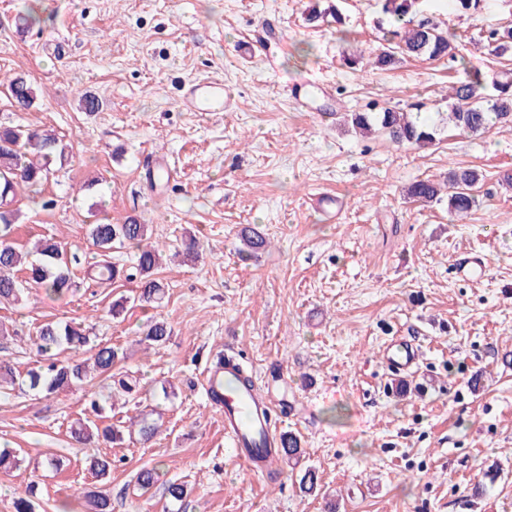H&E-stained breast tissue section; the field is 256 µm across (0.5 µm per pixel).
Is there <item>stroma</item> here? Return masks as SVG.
<instances>
[{"label":"stroma","mask_w":512,"mask_h":512,"mask_svg":"<svg viewBox=\"0 0 512 512\" xmlns=\"http://www.w3.org/2000/svg\"><path fill=\"white\" fill-rule=\"evenodd\" d=\"M326 0H0V77L25 74L36 104L13 107L0 87V121L55 130L71 153L36 197H21L18 245L52 237L87 255L84 217L101 202L113 221L137 218L151 240L184 246L193 262H167L159 304L107 310L131 284L90 286L59 300L32 290L0 305V359L17 373L35 367L39 324H90L123 349L119 369L145 392L162 381L173 398L153 401L158 425L117 445L83 447L70 423L89 417L87 383L47 397L0 398V443L21 449L19 467L0 471V512H14L16 492L38 483L35 512H88L98 489L88 461L112 462L106 487L112 512H173L164 484L192 489L193 512H512V126L468 136L446 128L439 143L398 147L356 134L348 112L424 103L446 112L465 70L488 77L512 69L495 57L485 29L512 22V0H484L476 16H457L448 0H425L435 22L462 35V58L400 59L378 69H350L356 50L377 52L376 0H340L346 36L304 17ZM33 8L42 22L26 31L15 17ZM252 46L240 56L243 43ZM318 83L300 110L286 95L295 81ZM220 82L232 105L203 114L183 109L187 86ZM94 95L98 111L80 109ZM168 158L170 180L150 185L146 162ZM472 169L482 203L464 219L447 201H410L407 187L449 171ZM94 176L99 190L84 191ZM316 192L343 210L328 218ZM253 227L269 241L244 259L239 233ZM482 258L484 273L458 277L455 266ZM152 319L173 334L162 345L139 342ZM420 349L417 371L398 389L382 360L392 337ZM236 352L258 373L263 394L278 401L279 430L297 436L300 468L275 478L247 473L224 439V414L203 389L212 355ZM481 375L479 390L470 379ZM111 397V396H110ZM58 460L51 468L49 460ZM163 475L148 494L138 472ZM315 492L299 489L303 468ZM486 492L472 498L474 485Z\"/></svg>","instance_id":"1"}]
</instances>
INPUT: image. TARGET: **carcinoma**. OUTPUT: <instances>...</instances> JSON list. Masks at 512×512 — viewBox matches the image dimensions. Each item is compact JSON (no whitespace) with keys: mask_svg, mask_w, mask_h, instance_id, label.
<instances>
[{"mask_svg":"<svg viewBox=\"0 0 512 512\" xmlns=\"http://www.w3.org/2000/svg\"><path fill=\"white\" fill-rule=\"evenodd\" d=\"M423 0H379L385 23L379 24L381 40L387 47L375 54L372 64L386 68L398 61V56H416L436 59L456 57L460 43L456 32L442 29L421 10ZM491 54L503 56L512 50V26H491L485 34ZM487 79L477 69H469L465 77L452 87L455 100L453 110L447 114L421 117L419 112H404L385 108L380 112H352L347 123L362 134L379 131L397 146L415 145L424 148L435 144L445 126L451 124L462 133L476 134L491 122L512 124V73L504 71L492 80L493 93L485 95ZM9 100L21 109L31 108L38 99L32 81L15 75L7 80ZM68 146L50 129H29L0 123V304L16 305L22 302L25 287L39 288L48 295L66 299L81 288L72 268L82 265L78 254L62 247L49 238L39 239L30 255L23 258L12 242L14 227L19 219L15 208L17 196L24 188L39 189L48 181L51 163L62 160ZM479 174L473 170L448 172V211L461 217L477 206L473 187ZM442 193V185L430 179L413 182L409 197L416 201L431 202ZM102 205L88 209V241L93 250L92 261L85 265L83 280L110 285L118 281L136 284L134 299L144 303L161 301L165 284L155 276L161 249L148 242V225L129 217L120 224L100 216ZM243 252L253 254L265 249L267 240L256 229H246L241 236ZM126 246L135 249L132 265L112 262V253ZM171 336L167 322L154 320L146 330L144 340L162 344ZM33 346L41 356V364L26 372L27 390L46 397L81 384L94 369L100 375L117 382L124 393H139L140 379L128 373H112V369L125 360L118 347L93 338L86 328L76 322L48 321L39 326ZM92 352L91 361L79 358L83 350ZM64 352L73 356L61 358ZM76 442L87 445L94 440L111 442L123 439L121 426L109 424L95 431L78 421L70 426ZM35 486L28 485L14 497V512H34L31 497ZM90 512H112L110 496L102 490L87 496Z\"/></svg>","mask_w":512,"mask_h":512,"instance_id":"obj_1","label":"carcinoma"}]
</instances>
